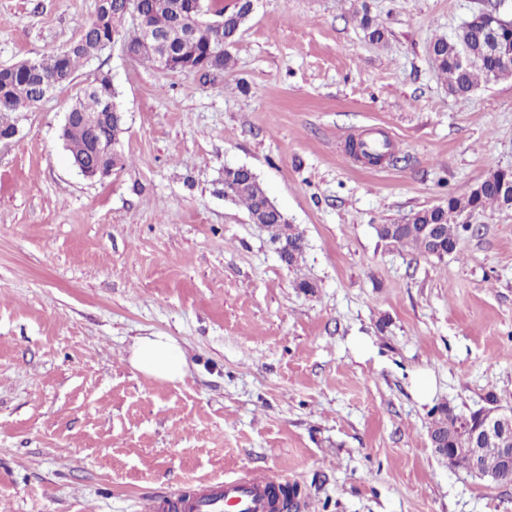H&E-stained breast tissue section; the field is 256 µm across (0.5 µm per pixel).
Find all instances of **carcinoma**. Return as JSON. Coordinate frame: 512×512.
Returning <instances> with one entry per match:
<instances>
[{
	"instance_id": "1",
	"label": "carcinoma",
	"mask_w": 512,
	"mask_h": 512,
	"mask_svg": "<svg viewBox=\"0 0 512 512\" xmlns=\"http://www.w3.org/2000/svg\"><path fill=\"white\" fill-rule=\"evenodd\" d=\"M112 2L113 0H98L95 16L66 49L0 67L1 133L16 132L15 124L11 122V114L32 108L30 102H40L56 89L71 82L81 61L101 53L106 45L112 44ZM173 2L174 0H142L143 22L135 25L132 34L124 37L125 45L150 56L151 48L145 40L147 28L164 33L172 46L180 49L190 47L205 55L221 43L224 51L215 56L212 70L222 71L229 68L233 61L231 48L243 24L240 11L226 13L222 8L216 10L218 14H225L224 29L216 31L199 24V18L195 16L177 14L173 9ZM430 55L434 65L448 82V92L456 97L468 96L481 77L490 81L512 76V70L500 68L496 56L488 51L487 38L482 28L470 21L453 38H436L430 45ZM115 99L112 78L103 73L84 89L83 97L69 111L80 112L88 118L96 117L101 112L109 111V104L115 102ZM61 139L73 166L79 168L94 162L107 168L114 167L112 155L95 153L90 149L85 127L72 125L61 131ZM504 179L512 180V172L495 169L480 183V192L469 196L466 201L450 196L438 208L415 212L413 217L404 221L402 230L391 237L389 243L429 256L431 248L420 235L419 225L446 224L448 237L445 246L453 252L456 251L460 234L457 225L451 223V220L460 203H465L475 211L483 210L489 205L505 207L506 201L499 190ZM221 184L224 197L243 204L252 221L266 225L271 240L282 247L281 259L284 263L290 267L297 264L304 249L303 239L299 235L291 237L286 233L288 222L285 218L268 216L270 198L258 177L226 169ZM452 427V411L443 407L432 422L430 432L437 434L448 430V447L459 448L461 442L455 438ZM479 463L482 469L495 474L497 481L512 482V470L503 466L500 448L497 446H487Z\"/></svg>"
}]
</instances>
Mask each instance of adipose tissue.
<instances>
[{
    "label": "adipose tissue",
    "mask_w": 512,
    "mask_h": 512,
    "mask_svg": "<svg viewBox=\"0 0 512 512\" xmlns=\"http://www.w3.org/2000/svg\"><path fill=\"white\" fill-rule=\"evenodd\" d=\"M131 363L154 379L175 382L186 375L187 362L180 346L166 336L139 338L132 351Z\"/></svg>",
    "instance_id": "adipose-tissue-1"
}]
</instances>
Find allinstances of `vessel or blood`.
<instances>
[{
	"instance_id": "1",
	"label": "vessel or blood",
	"mask_w": 512,
	"mask_h": 512,
	"mask_svg": "<svg viewBox=\"0 0 512 512\" xmlns=\"http://www.w3.org/2000/svg\"><path fill=\"white\" fill-rule=\"evenodd\" d=\"M173 512H276L278 505L267 478L226 479L212 484L204 496L172 503Z\"/></svg>"
}]
</instances>
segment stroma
I'll return each mask as SVG.
<instances>
[{
    "mask_svg": "<svg viewBox=\"0 0 512 512\" xmlns=\"http://www.w3.org/2000/svg\"><path fill=\"white\" fill-rule=\"evenodd\" d=\"M483 3L256 0L231 69L159 70L117 43L14 114L0 142V512H142L249 473L297 485L291 512H512V483L449 469L428 436L439 406L512 407V209L476 213L441 259L376 233L512 169V77L462 99L429 53ZM96 4L0 0V66L69 46ZM101 72L124 165L90 181L60 129ZM371 132L394 159L346 156ZM237 165L302 234L296 266L220 194ZM156 335L181 346L184 380L132 366L137 338Z\"/></svg>",
    "mask_w": 512,
    "mask_h": 512,
    "instance_id": "stroma-1",
    "label": "stroma"
}]
</instances>
